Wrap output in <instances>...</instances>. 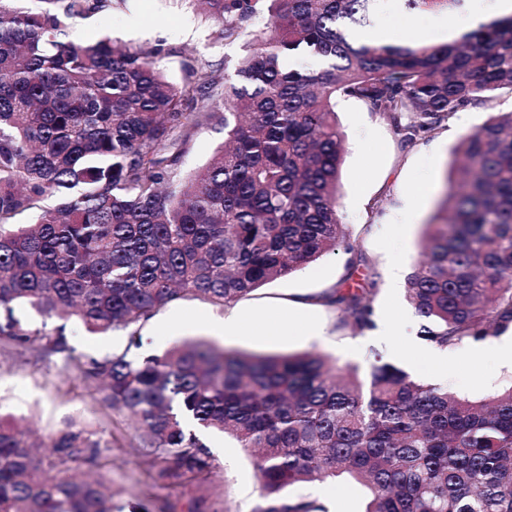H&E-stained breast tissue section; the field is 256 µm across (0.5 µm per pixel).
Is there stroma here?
I'll return each instance as SVG.
<instances>
[{"label": "stroma", "mask_w": 512, "mask_h": 512, "mask_svg": "<svg viewBox=\"0 0 512 512\" xmlns=\"http://www.w3.org/2000/svg\"><path fill=\"white\" fill-rule=\"evenodd\" d=\"M469 12L468 0L451 13L434 6L412 10L398 0H388L383 8L373 9L371 19L378 31L398 38L443 44L463 34ZM220 28L218 21L185 0H131L128 7L106 9L79 21L74 33L86 42L109 35L134 48H160L161 65L180 82L185 77V65L220 71L225 58L244 52V41L219 39ZM336 112L346 135L341 221L352 237L362 239L378 267L386 266L394 248L400 249L405 267H412L420 258L424 226L444 193L452 152L463 135L483 123L486 114L470 108L460 110L445 126L403 150L382 115L366 112L347 99L337 100ZM223 140L224 132L217 127L192 131L183 146L181 170L190 174L204 166ZM418 183L427 185L428 196L415 211L408 205L407 192ZM346 260V253L337 251L258 289L237 304L246 315L270 317L286 312L289 300L306 298L305 314L322 328V335L263 336L251 329L235 336L220 335L213 326L223 320V308L190 298L163 310L147 324L145 346L161 352L178 342L206 339L247 353L318 351L335 358L338 365L362 370L368 366L370 351L376 349L385 361L413 376L443 384L450 392L471 399H483L512 386V354L495 352L475 361L470 357L473 346L469 343L451 349L446 372L433 373L422 357L429 344L418 336L419 319L401 287L381 288L373 309L384 321L393 313L403 314L401 340L410 344L411 355L399 354L392 341H367L338 330L336 312L312 303L311 298L342 281ZM66 332L79 357L104 355L126 345L124 332L94 335L73 319L67 321ZM0 409L43 439L69 422L111 437L112 446L104 450L97 472L110 480L113 502L121 512H250L258 497V481L247 452L220 434L207 436L213 468L204 485H177L160 479L158 464L140 452L139 431L130 417L104 408L96 385L73 374L65 375L60 363L30 355H0ZM289 492L327 504L344 501L348 512H364L369 500L365 487L334 479L298 484Z\"/></svg>", "instance_id": "35a3bbf8"}]
</instances>
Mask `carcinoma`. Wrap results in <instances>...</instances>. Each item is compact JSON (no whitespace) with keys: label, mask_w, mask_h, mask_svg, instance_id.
I'll list each match as a JSON object with an SVG mask.
<instances>
[{"label":"carcinoma","mask_w":512,"mask_h":512,"mask_svg":"<svg viewBox=\"0 0 512 512\" xmlns=\"http://www.w3.org/2000/svg\"><path fill=\"white\" fill-rule=\"evenodd\" d=\"M23 2L0 0V352L54 357L102 385L168 482L211 472L198 430L233 438L259 481L252 512H328L288 488L336 477L370 490L366 512H512V387L470 400L387 362L361 371L204 339L80 359L66 325L15 314L126 330L139 349L144 325L188 296L229 306L342 248L344 281L364 285L317 301L336 328L373 329L380 274L341 222L336 98L383 115L403 148L461 109L490 110L512 95V16L460 42L387 46L352 39L370 0H190L226 40L265 23L224 76L188 66L176 83L159 48L71 36L112 0ZM293 55L315 64L290 69ZM196 96L204 104L184 108ZM209 126L224 144L185 178L183 144ZM453 154L457 188L426 224L406 288L419 335L442 349L512 328V112L490 114ZM47 447L37 455L0 416V512H114L104 482L80 476L112 440L68 424Z\"/></svg>","instance_id":"cac0c4a2"}]
</instances>
